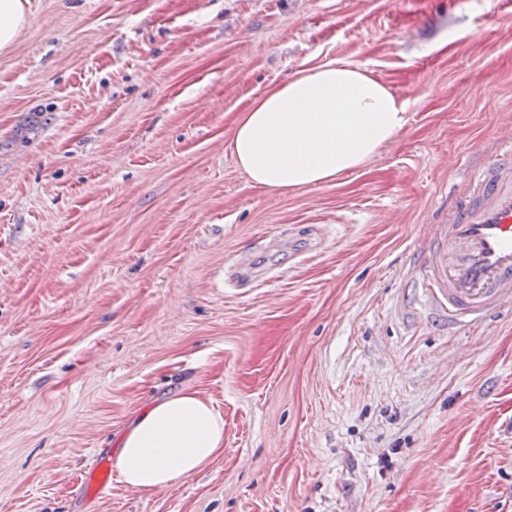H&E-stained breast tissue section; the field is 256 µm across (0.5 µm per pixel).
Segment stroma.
Masks as SVG:
<instances>
[{
  "mask_svg": "<svg viewBox=\"0 0 512 512\" xmlns=\"http://www.w3.org/2000/svg\"><path fill=\"white\" fill-rule=\"evenodd\" d=\"M340 60L406 106L336 182L254 186L241 112ZM512 118V0H30L0 53V512H512V307L415 272ZM193 386L224 448L145 495L81 479Z\"/></svg>",
  "mask_w": 512,
  "mask_h": 512,
  "instance_id": "obj_1",
  "label": "stroma"
}]
</instances>
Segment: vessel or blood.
<instances>
[{"label":"vessel or blood","instance_id":"b4317fda","mask_svg":"<svg viewBox=\"0 0 512 512\" xmlns=\"http://www.w3.org/2000/svg\"><path fill=\"white\" fill-rule=\"evenodd\" d=\"M497 139L501 148L483 162L473 193L449 209L445 246L418 273L422 305L452 328L486 324L512 304V122ZM83 485L91 500L111 492L109 456H100Z\"/></svg>","mask_w":512,"mask_h":512}]
</instances>
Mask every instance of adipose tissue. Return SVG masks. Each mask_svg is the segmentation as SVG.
Returning <instances> with one entry per match:
<instances>
[{"instance_id":"adipose-tissue-1","label":"adipose tissue","mask_w":512,"mask_h":512,"mask_svg":"<svg viewBox=\"0 0 512 512\" xmlns=\"http://www.w3.org/2000/svg\"><path fill=\"white\" fill-rule=\"evenodd\" d=\"M406 123L404 103L384 82L335 60L257 98L237 119L231 150L255 185L286 192L360 170ZM223 447V415L186 388L135 417L115 465L127 485L149 494L198 472Z\"/></svg>"}]
</instances>
